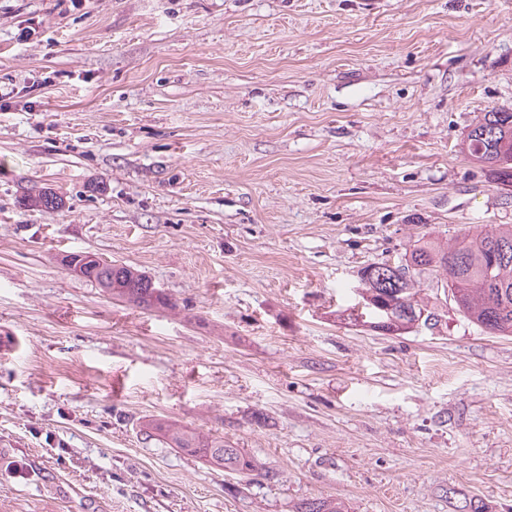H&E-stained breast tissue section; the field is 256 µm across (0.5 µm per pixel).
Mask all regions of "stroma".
I'll return each mask as SVG.
<instances>
[{
	"mask_svg": "<svg viewBox=\"0 0 512 512\" xmlns=\"http://www.w3.org/2000/svg\"><path fill=\"white\" fill-rule=\"evenodd\" d=\"M493 108L512 0H0V512H512V337L338 319L362 267L512 225L458 150ZM122 274L121 278L116 277ZM118 283L112 288V284ZM96 284L105 290L112 288V294L126 300V302L138 309L153 310L172 307L168 295L160 288H146L141 284L140 273L124 266L113 265L112 276L99 277ZM148 436H153L151 430L163 432V437L172 447L192 455H199L220 468L236 472L242 478L251 480L252 476H269V471L262 472L256 461L243 453L239 448H227L221 438L205 439L195 433L186 431L174 425L154 427L148 423Z\"/></svg>",
	"mask_w": 512,
	"mask_h": 512,
	"instance_id": "35a3bbf8",
	"label": "stroma"
}]
</instances>
